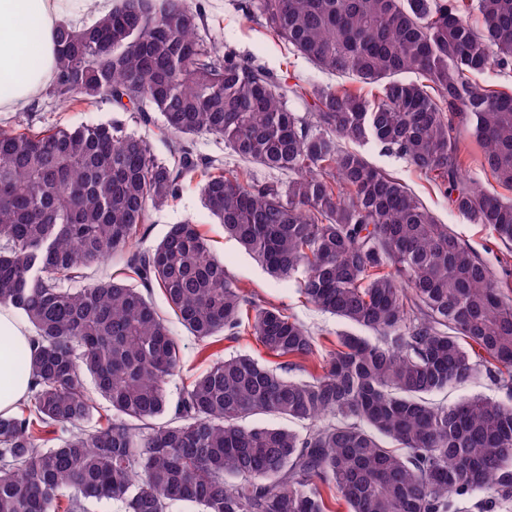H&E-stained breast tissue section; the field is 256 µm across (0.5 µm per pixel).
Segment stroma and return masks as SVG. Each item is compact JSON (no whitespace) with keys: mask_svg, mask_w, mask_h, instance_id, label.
<instances>
[{"mask_svg":"<svg viewBox=\"0 0 512 512\" xmlns=\"http://www.w3.org/2000/svg\"><path fill=\"white\" fill-rule=\"evenodd\" d=\"M191 2L199 6L204 14V23L199 29L200 37L265 66L282 85H298L307 90L316 85H336V78L320 72L304 59L289 53L287 46L273 37L259 17L249 16L241 11V0ZM114 119L126 122L129 121L130 115L105 101L93 105L76 103L64 106L44 96L33 98L28 105L15 111L0 112V127L13 128L26 123L43 126L56 121L78 126L104 123ZM194 152L201 157L223 160L225 168L229 170L247 169L251 179L259 182L276 181L284 184L288 181L287 173L271 171L256 164L244 165L243 161L234 157L230 150L225 148L223 142L208 135L195 137ZM363 152L377 167L404 179L441 223L450 225L462 240L469 243L489 263H496L497 259L501 258L505 251L504 246L496 242L482 225L471 223L452 210L447 199L405 160L374 145L365 146ZM187 219L198 224L208 238L214 254L223 260L225 269L245 293L288 308L289 312L314 332L323 349L333 348L337 333L346 328L345 323L306 304L300 295L296 279L278 280L271 277L253 256L226 234L223 225L219 224L205 208L196 180L188 179L183 182L180 196L173 204L150 210L146 222L148 232L142 242L143 248L147 249L158 243L170 225ZM151 298L156 309L167 318L180 349L182 368L169 382L171 397H178L182 384L189 375L201 373L217 359L248 354L269 366L277 365V357L268 354L250 335H243L235 340L222 335L216 336L207 344L197 341L178 323L161 290H153Z\"/></svg>","mask_w":512,"mask_h":512,"instance_id":"35a3bbf8","label":"stroma"}]
</instances>
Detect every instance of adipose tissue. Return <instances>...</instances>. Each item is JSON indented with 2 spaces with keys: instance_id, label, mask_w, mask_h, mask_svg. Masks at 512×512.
<instances>
[{
  "instance_id": "ef3b65f1",
  "label": "adipose tissue",
  "mask_w": 512,
  "mask_h": 512,
  "mask_svg": "<svg viewBox=\"0 0 512 512\" xmlns=\"http://www.w3.org/2000/svg\"><path fill=\"white\" fill-rule=\"evenodd\" d=\"M87 0H0V112L28 103L54 74L56 26L80 14ZM30 334L11 309L0 308V415L12 414L26 397L12 350Z\"/></svg>"
}]
</instances>
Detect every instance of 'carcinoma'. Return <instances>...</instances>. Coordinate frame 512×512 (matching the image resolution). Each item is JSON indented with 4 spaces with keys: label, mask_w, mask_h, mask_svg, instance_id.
I'll return each mask as SVG.
<instances>
[{
    "label": "carcinoma",
    "mask_w": 512,
    "mask_h": 512,
    "mask_svg": "<svg viewBox=\"0 0 512 512\" xmlns=\"http://www.w3.org/2000/svg\"><path fill=\"white\" fill-rule=\"evenodd\" d=\"M138 5L59 25L39 93L158 112L168 155L119 122L0 129V306L33 330L15 351L28 395L0 415V512H331L326 488L347 512H457L476 493L486 512L512 506V404L432 399L482 374L512 393V286L358 151L405 159L511 247L512 201L468 179L460 153L468 130L512 190V93L474 79L512 77V0H255L311 64L376 86L370 99L318 87L304 115L288 106L297 87L199 37L190 0ZM198 135L288 184L197 157ZM188 177L272 277H299L306 303L368 335H337L311 367L313 332L245 295L198 225L141 249L148 208ZM114 256L125 278L75 287ZM155 287L197 340L247 333L282 362L216 361L171 400L181 359ZM262 414L303 430L245 425Z\"/></svg>",
    "instance_id": "1"
}]
</instances>
